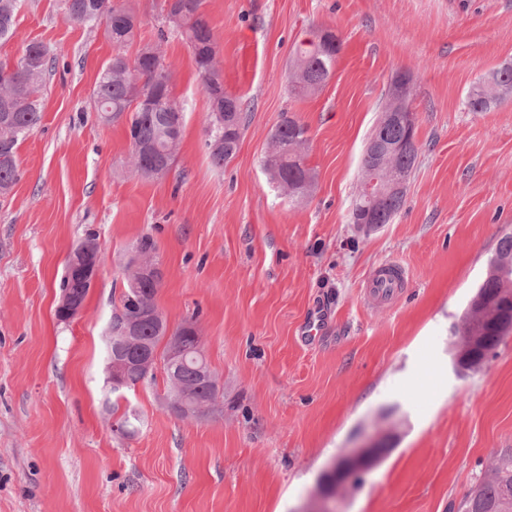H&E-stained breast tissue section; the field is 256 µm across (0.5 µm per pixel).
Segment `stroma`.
Masks as SVG:
<instances>
[{"label": "stroma", "mask_w": 512, "mask_h": 512, "mask_svg": "<svg viewBox=\"0 0 512 512\" xmlns=\"http://www.w3.org/2000/svg\"><path fill=\"white\" fill-rule=\"evenodd\" d=\"M140 28L126 49L161 48L185 115L170 171L128 172L127 123L91 98L114 49L104 23L63 0H19L0 60L43 43L54 64L40 126L19 141L0 197V512H457L512 452V334L478 371L457 373L453 324L512 232V95L469 111L471 89L512 63V0H205L204 16L247 122L218 169L209 103L188 43L158 40L164 0H113ZM342 41L317 94L289 92L309 28ZM412 76L418 159L403 210L366 232L351 220L365 142L389 82ZM307 127L315 173L302 200L262 165L272 132ZM101 271L80 315H55L67 256L87 237ZM150 237L169 326L195 319L219 382L213 410L183 419L163 378L115 396L104 371L128 251ZM402 264L409 284L369 299L370 272ZM328 310L306 338L315 308ZM140 418L113 433V405ZM386 445L355 483L322 496L323 473L367 439Z\"/></svg>", "instance_id": "35a3bbf8"}]
</instances>
